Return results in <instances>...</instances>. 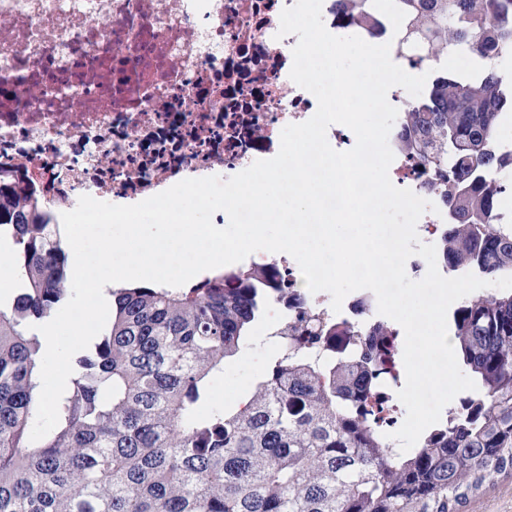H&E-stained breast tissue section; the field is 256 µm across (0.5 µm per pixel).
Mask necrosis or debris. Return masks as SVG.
<instances>
[{
	"label": "necrosis or debris",
	"instance_id": "1",
	"mask_svg": "<svg viewBox=\"0 0 512 512\" xmlns=\"http://www.w3.org/2000/svg\"><path fill=\"white\" fill-rule=\"evenodd\" d=\"M294 3L0 0V176L25 175L58 216L84 195L132 205L273 158L282 129L317 109L289 77L297 36L277 35ZM322 19L334 35L389 42L396 64L422 73L400 16L374 33L322 0ZM307 305L339 336L379 318L366 289L339 313L325 291Z\"/></svg>",
	"mask_w": 512,
	"mask_h": 512
}]
</instances>
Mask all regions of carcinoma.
<instances>
[{"instance_id": "obj_1", "label": "carcinoma", "mask_w": 512, "mask_h": 512, "mask_svg": "<svg viewBox=\"0 0 512 512\" xmlns=\"http://www.w3.org/2000/svg\"><path fill=\"white\" fill-rule=\"evenodd\" d=\"M403 41L420 44L434 78L397 135L436 174L448 202L437 260L462 275L512 276L506 185L512 162L490 149L512 111V0H397ZM339 8L362 24L378 0ZM483 60L450 72L457 49ZM36 192L0 182V237L15 246L11 306L0 307V512H459L497 474L512 473V292L452 313L451 342L477 389L425 430L414 451L385 447L360 404L391 372L397 340L383 323L338 343L300 312L274 332V355L234 409L198 407L225 361L260 321L277 265L211 271L189 287L121 285L110 318L73 356L59 421L30 440L42 345L34 327L71 295L59 225ZM325 369L308 362L321 346Z\"/></svg>"}]
</instances>
